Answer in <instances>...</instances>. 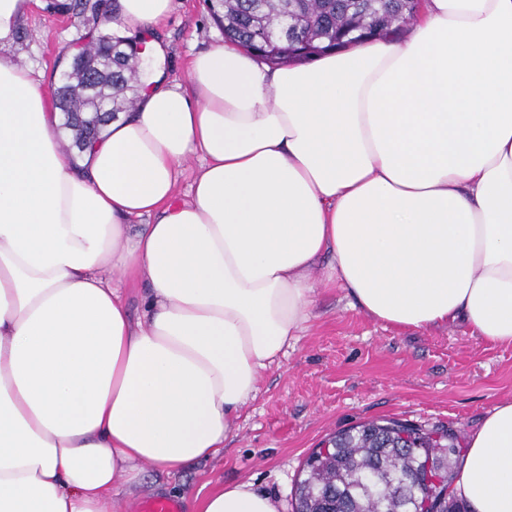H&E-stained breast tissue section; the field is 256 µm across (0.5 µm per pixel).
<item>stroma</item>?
Listing matches in <instances>:
<instances>
[{"mask_svg":"<svg viewBox=\"0 0 512 512\" xmlns=\"http://www.w3.org/2000/svg\"><path fill=\"white\" fill-rule=\"evenodd\" d=\"M34 0L8 51L44 86L103 28L113 0ZM164 55L167 82L187 85L198 52L223 43L206 0H172L150 34ZM317 281L313 315L277 364L263 371L259 391L234 422L222 455L192 461L166 476L144 466L132 486L112 492L114 512H139L143 501L206 496L220 484L251 482L292 512L291 494L307 456L330 435L371 420L396 419L425 429L445 425L467 443L483 419L512 400V347H496L460 324L399 331L370 318L341 288Z\"/></svg>","mask_w":512,"mask_h":512,"instance_id":"stroma-1","label":"stroma"}]
</instances>
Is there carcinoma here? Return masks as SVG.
Returning <instances> with one entry per match:
<instances>
[{
	"mask_svg": "<svg viewBox=\"0 0 512 512\" xmlns=\"http://www.w3.org/2000/svg\"><path fill=\"white\" fill-rule=\"evenodd\" d=\"M224 39L280 65L394 33L415 18L412 0H209ZM55 105L81 154L136 105L139 61L130 39L101 33L68 64ZM449 430L389 420L345 429L313 452L296 487V512H466L448 497L459 455ZM381 477L364 483L366 472Z\"/></svg>",
	"mask_w": 512,
	"mask_h": 512,
	"instance_id": "obj_1",
	"label": "carcinoma"
}]
</instances>
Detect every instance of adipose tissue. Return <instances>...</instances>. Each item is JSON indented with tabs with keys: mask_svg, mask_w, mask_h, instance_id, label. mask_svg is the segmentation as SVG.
Wrapping results in <instances>:
<instances>
[{
	"mask_svg": "<svg viewBox=\"0 0 512 512\" xmlns=\"http://www.w3.org/2000/svg\"><path fill=\"white\" fill-rule=\"evenodd\" d=\"M30 2L0 0V512H112L143 465L220 455L309 321L323 256L377 322L512 347V0H424L399 37L301 64L213 46L191 92L151 72L79 169L7 51ZM170 2L119 0L118 19L150 30ZM128 275L147 286L137 317ZM454 489L512 512V401ZM196 512L280 505L242 482ZM204 163L203 156L200 153L191 155L179 168V174L176 183V196L178 200L185 201L191 191V185L196 173Z\"/></svg>",
	"mask_w": 512,
	"mask_h": 512,
	"instance_id": "adipose-tissue-1",
	"label": "adipose tissue"
}]
</instances>
